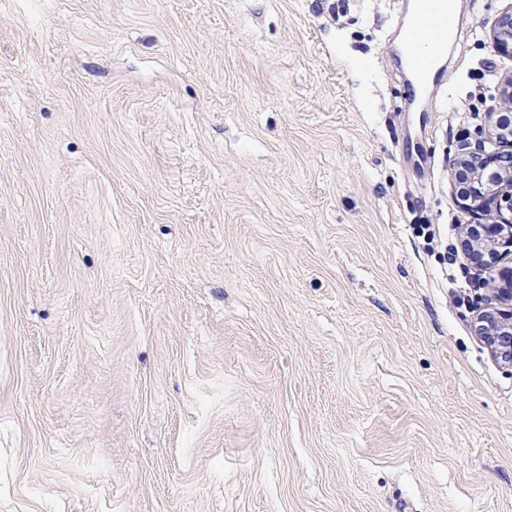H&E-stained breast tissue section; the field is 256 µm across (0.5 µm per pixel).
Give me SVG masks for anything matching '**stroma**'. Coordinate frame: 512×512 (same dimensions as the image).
<instances>
[{
  "mask_svg": "<svg viewBox=\"0 0 512 512\" xmlns=\"http://www.w3.org/2000/svg\"><path fill=\"white\" fill-rule=\"evenodd\" d=\"M511 6L413 101L414 0H0V512H512L448 170Z\"/></svg>",
  "mask_w": 512,
  "mask_h": 512,
  "instance_id": "obj_1",
  "label": "stroma"
}]
</instances>
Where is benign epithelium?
I'll use <instances>...</instances> for the list:
<instances>
[{"instance_id": "7a95c632", "label": "benign epithelium", "mask_w": 512, "mask_h": 512, "mask_svg": "<svg viewBox=\"0 0 512 512\" xmlns=\"http://www.w3.org/2000/svg\"><path fill=\"white\" fill-rule=\"evenodd\" d=\"M491 39L495 51L512 56V8L494 21ZM497 111L485 115L488 134L512 146V74L502 79ZM451 179L461 207L477 223L461 226L462 254L472 265L493 270L512 255V152L488 153L481 145H467L448 159ZM490 296L511 306L509 312L491 304L476 311L475 335L500 364L512 368V268L484 283Z\"/></svg>"}]
</instances>
